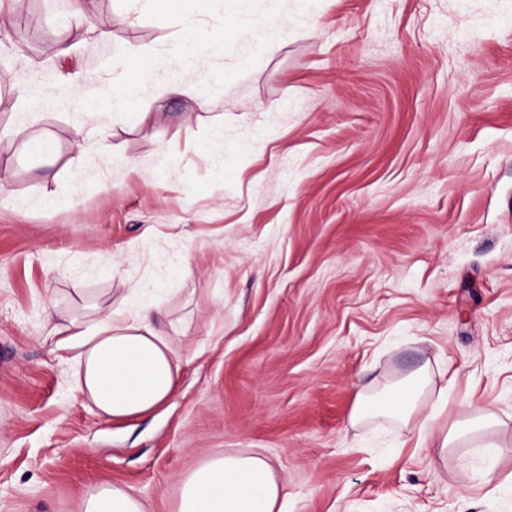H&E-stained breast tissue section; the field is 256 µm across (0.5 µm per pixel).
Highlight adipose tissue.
<instances>
[{
  "label": "adipose tissue",
  "instance_id": "obj_1",
  "mask_svg": "<svg viewBox=\"0 0 512 512\" xmlns=\"http://www.w3.org/2000/svg\"><path fill=\"white\" fill-rule=\"evenodd\" d=\"M219 34L193 30L180 38L173 54L183 71H191L203 53L223 52ZM161 316L153 292H146L130 315L110 314L93 329L72 322L64 347L76 350L77 388L109 420L145 414L174 395L181 361L165 335L157 329ZM420 385L404 382L382 399L359 401L361 416H394L402 421L421 418L432 447L445 449L455 430H437L434 422L448 403L440 389L429 413L417 401ZM284 487L269 461L260 455L227 451L189 469L180 479L176 512H285Z\"/></svg>",
  "mask_w": 512,
  "mask_h": 512
}]
</instances>
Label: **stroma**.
<instances>
[{
    "label": "stroma",
    "instance_id": "obj_1",
    "mask_svg": "<svg viewBox=\"0 0 512 512\" xmlns=\"http://www.w3.org/2000/svg\"><path fill=\"white\" fill-rule=\"evenodd\" d=\"M187 7L224 51L170 95L172 71L139 79L180 33L165 0H0V512L113 484L176 512L182 473L227 450L269 460L288 512H512V0ZM119 77L111 122L67 106ZM31 87L50 105L24 119ZM160 279L176 393L105 420L49 330ZM419 370L425 400L448 389L437 428L494 425L441 454L417 423L353 422Z\"/></svg>",
    "mask_w": 512,
    "mask_h": 512
}]
</instances>
